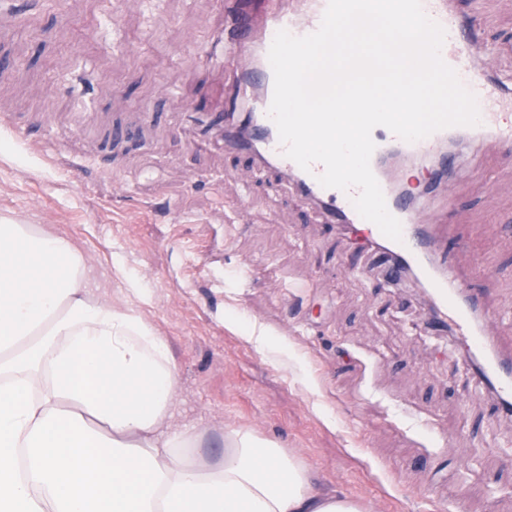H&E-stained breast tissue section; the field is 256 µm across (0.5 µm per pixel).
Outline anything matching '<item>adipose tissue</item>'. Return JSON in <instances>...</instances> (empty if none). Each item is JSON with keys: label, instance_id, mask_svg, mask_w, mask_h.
Here are the masks:
<instances>
[{"label": "adipose tissue", "instance_id": "ef3b65f1", "mask_svg": "<svg viewBox=\"0 0 512 512\" xmlns=\"http://www.w3.org/2000/svg\"><path fill=\"white\" fill-rule=\"evenodd\" d=\"M168 344L63 236L0 224V512H361L273 440L171 425Z\"/></svg>", "mask_w": 512, "mask_h": 512}]
</instances>
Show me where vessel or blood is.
<instances>
[{
	"label": "vessel or blood",
	"instance_id": "vessel-or-blood-1",
	"mask_svg": "<svg viewBox=\"0 0 512 512\" xmlns=\"http://www.w3.org/2000/svg\"><path fill=\"white\" fill-rule=\"evenodd\" d=\"M327 4L328 0H292L288 7L268 10L260 30L253 33L245 24L248 0H233L218 45L225 66L233 72L234 95L248 104L249 113L246 132L224 129V146L241 152L251 149L253 143H260L261 162L292 174L299 199L317 203L327 223L353 229L374 246L389 281L397 282L405 275H413L433 301V322L452 326L455 335L465 341L469 353L477 357L476 369L493 386L502 407L511 408L512 355H500L490 346V321L480 306L477 287L465 285L442 255L429 222L428 193H420L408 201L385 192L389 212L402 224V239L396 242L385 237L374 223L360 217L352 203V192L321 186L318 181L323 172L321 164H313L306 171L284 154L277 127L269 115L274 75L268 52L279 30L295 36L315 32ZM422 8L444 28L446 38L441 56L456 71L462 84L475 94L481 122L472 127L440 130L412 143L383 130L374 140L373 173H380L393 152H407L424 160L447 140L466 144L490 137L505 154L512 156V87L477 70L474 61L482 54L483 46L467 21L450 10L448 0H422Z\"/></svg>",
	"mask_w": 512,
	"mask_h": 512
}]
</instances>
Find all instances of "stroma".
<instances>
[{"label":"stroma","mask_w":512,"mask_h":512,"mask_svg":"<svg viewBox=\"0 0 512 512\" xmlns=\"http://www.w3.org/2000/svg\"><path fill=\"white\" fill-rule=\"evenodd\" d=\"M225 0H0V218L68 238L99 295L167 341L177 424L276 441L364 512H512V414L406 279L217 133ZM512 79V0H450ZM441 183L455 270L512 306V158ZM141 283L140 295L127 289Z\"/></svg>","instance_id":"obj_1"}]
</instances>
